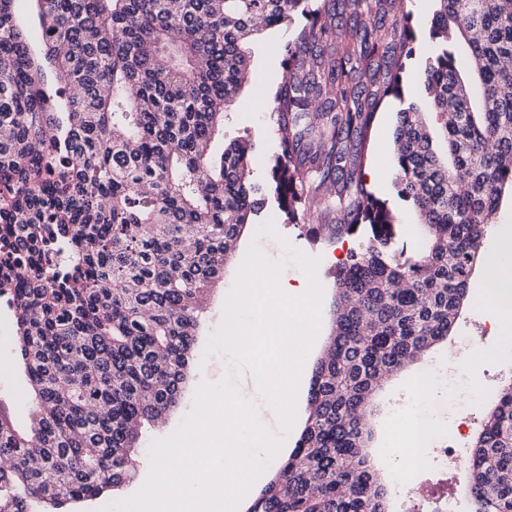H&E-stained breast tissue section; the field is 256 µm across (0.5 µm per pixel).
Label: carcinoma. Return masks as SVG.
Instances as JSON below:
<instances>
[{
    "label": "carcinoma",
    "mask_w": 512,
    "mask_h": 512,
    "mask_svg": "<svg viewBox=\"0 0 512 512\" xmlns=\"http://www.w3.org/2000/svg\"><path fill=\"white\" fill-rule=\"evenodd\" d=\"M0 0V298L16 320L27 430L0 409V512L122 487L143 431L181 398L212 287L262 205L252 144L212 152L249 43L301 13L275 93L268 186L289 219L362 229L294 448L245 512H388L364 416L385 377L450 334L512 195V0H436L426 104L397 113V196L425 246L397 248L364 144L399 94L404 0H35L41 56ZM72 93L57 110L41 60ZM470 512H512V382L471 445Z\"/></svg>",
    "instance_id": "cac0c4a2"
}]
</instances>
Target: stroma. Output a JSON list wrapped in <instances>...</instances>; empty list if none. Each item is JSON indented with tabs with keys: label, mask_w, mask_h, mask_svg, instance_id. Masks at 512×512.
Returning a JSON list of instances; mask_svg holds the SVG:
<instances>
[{
	"label": "stroma",
	"mask_w": 512,
	"mask_h": 512,
	"mask_svg": "<svg viewBox=\"0 0 512 512\" xmlns=\"http://www.w3.org/2000/svg\"><path fill=\"white\" fill-rule=\"evenodd\" d=\"M411 26L416 40L411 57L403 61L400 96H387L373 116L365 152V183L375 198L384 201L397 217V240L407 251L421 246L417 229V217L406 202L395 191L396 158L392 152L397 114L408 101L426 98L424 68L432 46L430 21L436 9L435 0H408ZM305 20L296 16L290 22L265 29L255 36L250 45V82L246 84L241 102L231 108V117L224 125V134L216 140L217 146L245 138L252 141V170L256 180H266L270 166L278 156L279 142L275 133L276 118L269 110V100L280 85L286 70V49L293 42ZM260 220H274L278 231L292 246L307 254L320 257L318 275L324 285V307L320 339L311 348V359H318L325 346L332 325V306L335 296L334 273L347 254L362 248L366 240L359 235H345L333 240L315 238L313 224L308 219L289 222L280 210L274 196H266L259 215ZM254 226H247L238 241L233 260L224 270V278L211 291L196 337L188 378L184 384L179 404L168 415L164 425L147 430L144 445L139 449L140 459L148 457V443L171 434L182 418L191 410L194 391L201 381L217 382L228 373L225 359L218 356L204 357L203 351L209 333L219 323L224 302V291L234 281L236 271L246 253ZM482 350L480 360L473 362L467 373L468 380L479 386L484 395L474 406L465 421H457L448 411V395L445 390H436L433 399V414L438 423V437L457 446L461 455H469L473 439L481 428L484 413L492 406L499 388L512 381V345H504L501 336L492 332L485 310L466 307L457 320L446 343L436 345L429 356L436 364L440 377L448 375V349ZM410 373L397 374L386 384L377 400L370 418L374 430L371 456L375 467L388 468L391 457L384 447L397 426V416L411 408ZM0 409L9 413L19 429L29 426L30 401L28 383L18 351L16 349V326L11 311L0 300Z\"/></svg>",
	"instance_id": "stroma-1"
}]
</instances>
